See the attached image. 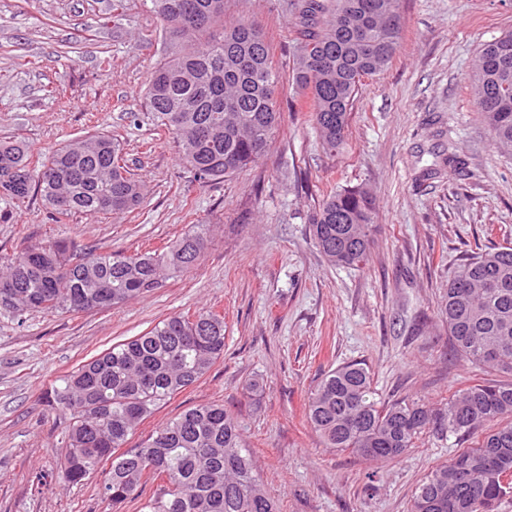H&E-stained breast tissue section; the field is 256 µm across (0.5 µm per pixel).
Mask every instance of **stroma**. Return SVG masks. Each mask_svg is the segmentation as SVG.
I'll use <instances>...</instances> for the list:
<instances>
[{
	"label": "stroma",
	"mask_w": 512,
	"mask_h": 512,
	"mask_svg": "<svg viewBox=\"0 0 512 512\" xmlns=\"http://www.w3.org/2000/svg\"><path fill=\"white\" fill-rule=\"evenodd\" d=\"M287 0H239L226 22L259 26L275 62L292 47ZM403 37L392 62L366 78L343 145L324 146L292 79L279 90L280 124L261 159L200 183L170 136L147 117L143 90L169 51L150 0H0V139L48 152L93 133L125 145L145 185L140 209L120 219L57 224L39 197L0 201V256L67 238L133 253L210 227L197 268L121 307L80 314L0 313V512H112L99 476H58L66 420L48 403L53 383L112 344L178 313L224 317V356L133 436L183 411L221 403L281 512H408L417 485L470 436L423 434L390 461L325 447L304 416L326 372L358 361L377 399L435 408L473 381L510 383L455 352L440 315L450 272L490 244L512 242V152L495 146L471 108L469 76L484 44L512 31V0H402ZM109 69H101V57ZM65 88L52 99L49 89ZM465 169L442 165L449 143ZM439 172L423 178L430 167ZM376 200L362 267L327 262L308 216L336 187Z\"/></svg>",
	"instance_id": "35a3bbf8"
}]
</instances>
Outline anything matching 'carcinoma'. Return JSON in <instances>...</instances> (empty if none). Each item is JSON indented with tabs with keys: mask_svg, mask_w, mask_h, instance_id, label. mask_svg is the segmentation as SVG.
<instances>
[{
	"mask_svg": "<svg viewBox=\"0 0 512 512\" xmlns=\"http://www.w3.org/2000/svg\"><path fill=\"white\" fill-rule=\"evenodd\" d=\"M402 0H289L296 56L292 80L307 91L326 149L345 139L365 78L381 72L400 46ZM181 50L159 60L144 91L153 125L172 135L195 180L228 177L264 155L279 124L284 71L253 24L224 23L230 0H151ZM473 107L490 139L512 150V32L484 45L471 77ZM121 143L86 136L47 155L0 141V199L38 195L62 222L119 218L142 203ZM375 211L365 187L339 188L310 213L314 245L338 266L365 263ZM209 225L194 224L165 250L97 251L55 240L1 259L0 308L79 314L119 307L191 271L205 253ZM457 354L482 369L512 373V245L459 264L442 307ZM224 356V318L211 311L168 316L139 336L82 362L52 387L49 403L68 417L62 476L80 484L105 464L100 495L117 507L160 481L144 512H279L262 488L224 405L200 404L127 447L137 427ZM306 417L326 447L372 460L400 457L427 430L472 435L473 446L418 485L408 512H496L512 494V383L477 380L437 411L415 400L376 399L365 364L330 371L311 392ZM465 469L470 482L450 476Z\"/></svg>",
	"mask_w": 512,
	"mask_h": 512,
	"instance_id": "1",
	"label": "carcinoma"
}]
</instances>
